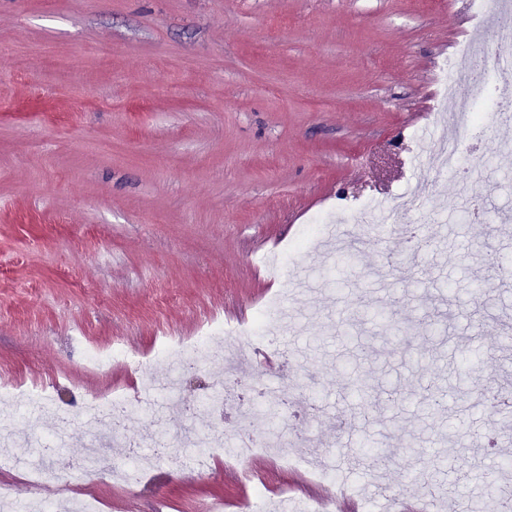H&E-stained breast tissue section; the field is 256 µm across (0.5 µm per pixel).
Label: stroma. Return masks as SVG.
Masks as SVG:
<instances>
[{
	"mask_svg": "<svg viewBox=\"0 0 512 512\" xmlns=\"http://www.w3.org/2000/svg\"><path fill=\"white\" fill-rule=\"evenodd\" d=\"M479 0H0V371L59 384L74 415L87 394L128 389L122 367L100 371L85 352L114 341L151 355L159 330L197 333L205 316L279 300L284 368L252 371V392L288 397L306 389L314 405L295 420L215 415L200 405L224 367L202 360L184 375L186 412L164 418L167 455L147 491L112 475L93 486L103 512H224L262 491L332 499L338 484L381 512L384 485L412 501L407 468L448 457L455 494L445 512L493 501L478 472L512 457V421L484 392L512 378V346L500 321L512 316V119L485 120L489 146L472 192L482 223L467 222L457 175L435 174L438 68L458 28L481 25ZM422 191L424 244L407 254L394 229L363 226L365 245L336 274L324 255L325 227L344 232L365 205L381 212ZM305 236L299 256L290 242ZM286 257L261 272L268 246ZM487 303L475 308L474 289ZM386 322L353 327L369 307ZM349 328L350 338L339 329ZM403 401L360 416L350 376ZM222 427L227 443L275 431L327 455L337 483L265 455L247 461L255 485L224 476L215 456L188 474L174 436L187 423ZM61 449L67 485L36 491L1 470L0 485L47 502L84 487L77 466L86 434L71 427ZM392 449L382 475L346 468L360 436ZM417 456H407V449Z\"/></svg>",
	"mask_w": 512,
	"mask_h": 512,
	"instance_id": "obj_1",
	"label": "stroma"
}]
</instances>
